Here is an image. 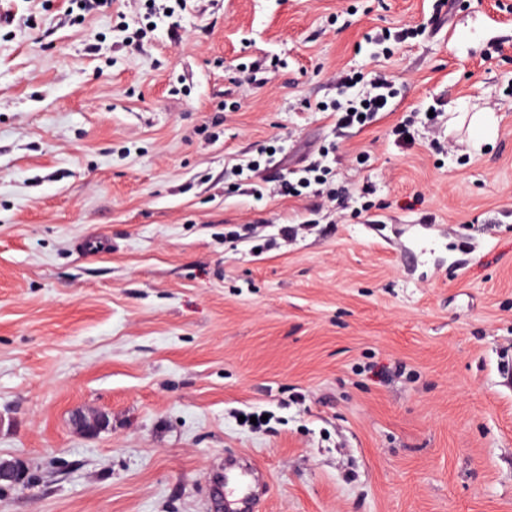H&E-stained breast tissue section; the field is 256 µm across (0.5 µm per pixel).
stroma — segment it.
<instances>
[{
	"mask_svg": "<svg viewBox=\"0 0 512 512\" xmlns=\"http://www.w3.org/2000/svg\"><path fill=\"white\" fill-rule=\"evenodd\" d=\"M167 5L0 0V512H216L229 453L258 512H512V0ZM344 68L397 95L341 130ZM322 149L335 202L229 174ZM491 112H477L471 120L470 134L473 145L480 149L481 145L488 142L495 134V118ZM28 483V471L21 459L0 460V486L24 488Z\"/></svg>",
	"mask_w": 512,
	"mask_h": 512,
	"instance_id": "obj_1",
	"label": "stroma"
}]
</instances>
